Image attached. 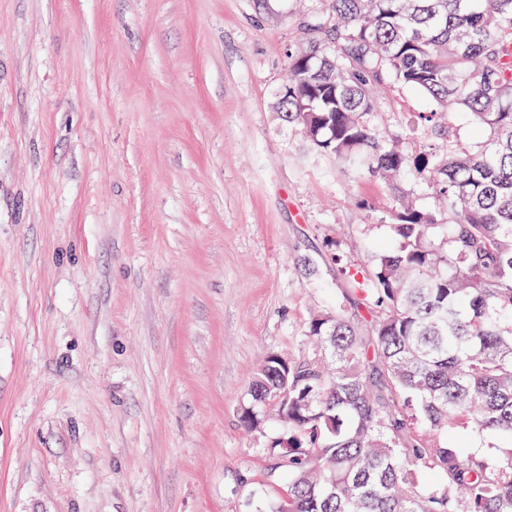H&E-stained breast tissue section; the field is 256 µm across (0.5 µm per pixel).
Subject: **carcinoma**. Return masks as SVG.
<instances>
[{"label": "carcinoma", "mask_w": 512, "mask_h": 512, "mask_svg": "<svg viewBox=\"0 0 512 512\" xmlns=\"http://www.w3.org/2000/svg\"><path fill=\"white\" fill-rule=\"evenodd\" d=\"M314 2L278 112L396 205L361 302L315 315L316 352L252 380L245 427L288 425L269 512H512V0ZM391 84L429 99L430 133L458 110L485 137L404 153L368 120ZM418 176L442 208L413 202ZM460 426L502 443L457 448Z\"/></svg>", "instance_id": "cac0c4a2"}]
</instances>
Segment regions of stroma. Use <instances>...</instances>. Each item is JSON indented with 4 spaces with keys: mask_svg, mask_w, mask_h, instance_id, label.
I'll return each instance as SVG.
<instances>
[{
    "mask_svg": "<svg viewBox=\"0 0 512 512\" xmlns=\"http://www.w3.org/2000/svg\"><path fill=\"white\" fill-rule=\"evenodd\" d=\"M312 0H0V512H256L240 408L387 243L394 204L274 106ZM384 135L418 154L479 137ZM307 255L315 275L297 264Z\"/></svg>",
    "mask_w": 512,
    "mask_h": 512,
    "instance_id": "obj_1",
    "label": "stroma"
}]
</instances>
